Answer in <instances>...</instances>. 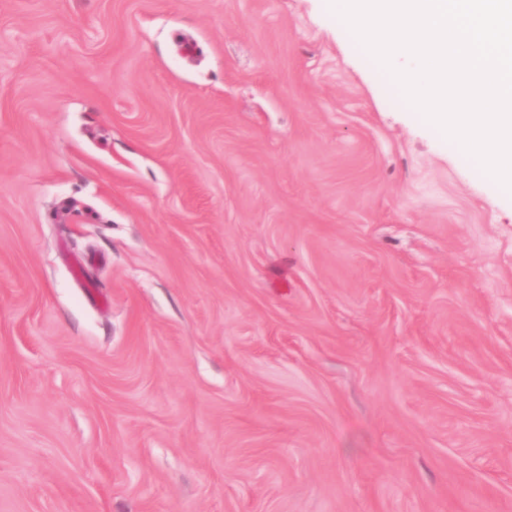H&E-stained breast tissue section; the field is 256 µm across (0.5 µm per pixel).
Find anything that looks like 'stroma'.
Returning a JSON list of instances; mask_svg holds the SVG:
<instances>
[{
	"label": "stroma",
	"mask_w": 512,
	"mask_h": 512,
	"mask_svg": "<svg viewBox=\"0 0 512 512\" xmlns=\"http://www.w3.org/2000/svg\"><path fill=\"white\" fill-rule=\"evenodd\" d=\"M0 512H512V192L326 0H0Z\"/></svg>",
	"instance_id": "35a3bbf8"
}]
</instances>
